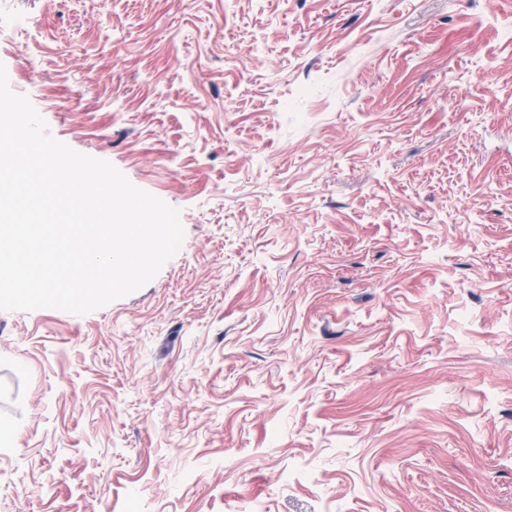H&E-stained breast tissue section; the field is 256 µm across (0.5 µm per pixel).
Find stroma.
<instances>
[{"label":"stroma","mask_w":512,"mask_h":512,"mask_svg":"<svg viewBox=\"0 0 512 512\" xmlns=\"http://www.w3.org/2000/svg\"><path fill=\"white\" fill-rule=\"evenodd\" d=\"M0 64L184 229L0 311V512H512V0H0Z\"/></svg>","instance_id":"1"}]
</instances>
